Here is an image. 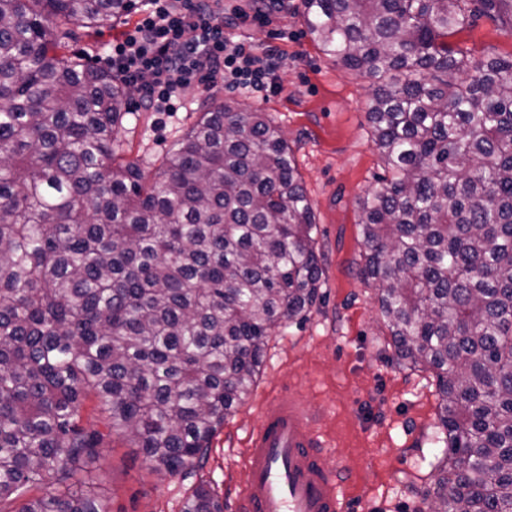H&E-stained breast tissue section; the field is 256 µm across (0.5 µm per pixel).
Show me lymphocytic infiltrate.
<instances>
[{
  "mask_svg": "<svg viewBox=\"0 0 512 512\" xmlns=\"http://www.w3.org/2000/svg\"><path fill=\"white\" fill-rule=\"evenodd\" d=\"M141 16L113 42L106 62L134 87L145 110L166 111L190 87L224 81L270 91L278 68L274 49L254 53L235 41L238 21L268 24L281 0H253L252 12H225L220 0H137Z\"/></svg>",
  "mask_w": 512,
  "mask_h": 512,
  "instance_id": "obj_1",
  "label": "lymphocytic infiltrate"
}]
</instances>
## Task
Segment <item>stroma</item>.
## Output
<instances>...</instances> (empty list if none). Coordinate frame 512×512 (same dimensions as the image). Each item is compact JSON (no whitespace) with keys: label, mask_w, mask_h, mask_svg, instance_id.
<instances>
[{"label":"stroma","mask_w":512,"mask_h":512,"mask_svg":"<svg viewBox=\"0 0 512 512\" xmlns=\"http://www.w3.org/2000/svg\"><path fill=\"white\" fill-rule=\"evenodd\" d=\"M299 2L284 0L268 26L247 21L236 31L238 41L254 51L277 50V93L265 96L218 82L188 89L175 112H147L130 103L118 148L127 159L148 165L194 124L202 107L234 101L265 112L293 150L316 215L321 298L305 320L269 337L249 395L189 473L152 472L140 449L107 434L104 414L87 402L84 420L106 434L88 481L108 512H182L201 482L220 498L224 512H233L248 434L265 406L288 389L303 395L329 443L326 461L341 469L349 512H430L428 494L443 455L436 441V379L388 349L378 285L358 275L364 245L357 201L384 174L367 118L371 80L336 66L318 49L296 11ZM137 19L133 12L97 32H78L70 54L101 65L111 43ZM449 41L468 49L474 62L512 55V9L501 7L497 18H480Z\"/></svg>","instance_id":"35a3bbf8"}]
</instances>
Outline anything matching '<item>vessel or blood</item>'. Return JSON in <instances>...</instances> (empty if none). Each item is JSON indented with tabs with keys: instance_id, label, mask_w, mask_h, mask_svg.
<instances>
[{
	"instance_id": "vessel-or-blood-1",
	"label": "vessel or blood",
	"mask_w": 512,
	"mask_h": 512,
	"mask_svg": "<svg viewBox=\"0 0 512 512\" xmlns=\"http://www.w3.org/2000/svg\"><path fill=\"white\" fill-rule=\"evenodd\" d=\"M325 454L300 393L269 403L248 438L238 512H345L341 472Z\"/></svg>"
}]
</instances>
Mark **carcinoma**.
I'll use <instances>...</instances> for the list:
<instances>
[{
  "label": "carcinoma",
  "mask_w": 512,
  "mask_h": 512,
  "mask_svg": "<svg viewBox=\"0 0 512 512\" xmlns=\"http://www.w3.org/2000/svg\"><path fill=\"white\" fill-rule=\"evenodd\" d=\"M499 0H300L323 53L372 80L384 163L360 274L396 357L436 377L431 512H512V55L448 37ZM132 0H0V502L106 512L74 476L110 433L157 473L201 462L272 333L320 299L317 224L265 114L200 113L154 168L117 154L131 89L63 53ZM183 512H224L203 482Z\"/></svg>",
  "instance_id": "1"
}]
</instances>
